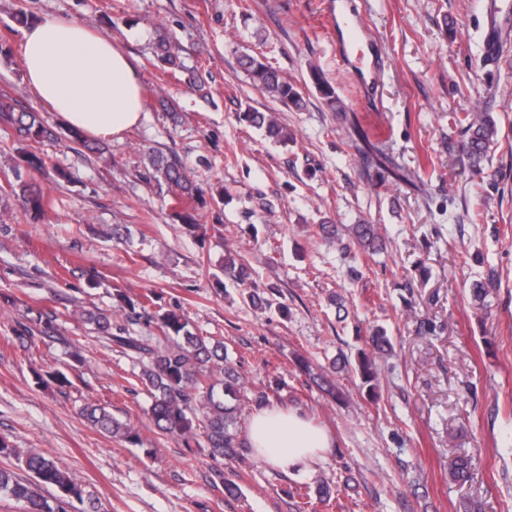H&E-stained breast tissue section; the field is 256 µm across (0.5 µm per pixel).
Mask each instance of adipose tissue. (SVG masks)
Wrapping results in <instances>:
<instances>
[{"label": "adipose tissue", "mask_w": 512, "mask_h": 512, "mask_svg": "<svg viewBox=\"0 0 512 512\" xmlns=\"http://www.w3.org/2000/svg\"><path fill=\"white\" fill-rule=\"evenodd\" d=\"M21 53L29 90L65 126L112 140L142 121L137 68L111 35L70 16L31 20ZM247 440L258 459L285 471L310 466L333 445L302 412L279 406L252 417Z\"/></svg>", "instance_id": "adipose-tissue-1"}]
</instances>
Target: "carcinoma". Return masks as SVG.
<instances>
[{
	"instance_id": "carcinoma-1",
	"label": "carcinoma",
	"mask_w": 512,
	"mask_h": 512,
	"mask_svg": "<svg viewBox=\"0 0 512 512\" xmlns=\"http://www.w3.org/2000/svg\"><path fill=\"white\" fill-rule=\"evenodd\" d=\"M179 47L168 34L158 37L154 46L157 62L164 69L172 71L182 68L178 55ZM239 64L251 84L273 100L286 107L301 109L305 99L295 84L285 78L261 54L244 53ZM309 81L323 104L336 115V120H348V103L336 94L334 86L326 79L323 71L309 66ZM238 118L246 125L264 132L274 143L288 144L291 135L273 112H260L252 108L239 113ZM453 123L460 131L459 148L475 170L481 168L497 137V122L490 112H465L453 117ZM0 127L13 133L16 139L14 177L11 196L21 201L23 210L31 220L37 221L45 214L49 204L48 193L25 179V172L41 170L47 166L43 147L65 137L69 142L80 145L92 153L103 155L108 147L103 141H91L83 133L66 128L60 132L42 118L39 113L26 107L10 92L0 90ZM359 159L367 170L384 169L387 158L377 146L359 147ZM142 177L166 189L174 197L186 201V206L172 214V219L181 224L186 233L192 235L200 228L201 212L214 209L222 204V197L205 196V191L194 175L174 156H167L155 150L144 152ZM349 244L368 255H374L386 248L379 226L367 219L346 227ZM317 234L324 240L340 241L339 226L323 219L317 225ZM221 269L240 284L250 286V303L259 308L271 306V302L260 295L258 286L252 282L247 266L235 259H227ZM117 296L127 307L124 325L112 324L111 316L96 308L76 307L73 314L93 330L105 335L117 345L135 354L142 361L139 375L141 384L150 398V414L156 427L164 434L178 437L185 447L199 446L198 437H203L211 456L235 458L240 452L249 450L246 439L237 428L236 412L239 405L242 376L224 350V341L211 336H201L189 329L184 315L173 310L150 313L144 304H135L122 292ZM140 322L154 324L171 343L165 346L153 345L150 339L137 336L130 326ZM392 348L390 336L383 328L371 331L366 348L359 351L355 372L361 384L367 388L370 399L379 398L380 370L377 360ZM56 384L65 387L71 381L64 374L46 371L35 374V384L47 386ZM81 415L98 432L118 438L131 445L137 444L139 434L136 428L112 416L106 408L89 402L84 404ZM0 457L14 458L18 467L28 473L32 481L23 480L11 468L0 467V493L25 503L26 512H69L73 500L87 504L83 512H100L92 495L75 483L66 468L55 458L39 452H20L9 441L0 437ZM472 459L459 455L450 463L448 476L457 484L470 481ZM55 487L58 496H46L42 489Z\"/></svg>"
}]
</instances>
